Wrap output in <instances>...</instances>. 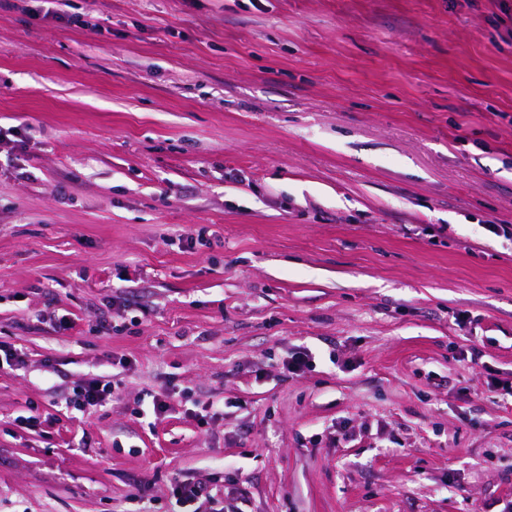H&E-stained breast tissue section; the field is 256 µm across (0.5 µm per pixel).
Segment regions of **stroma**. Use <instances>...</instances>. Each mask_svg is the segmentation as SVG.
<instances>
[{"label": "stroma", "mask_w": 512, "mask_h": 512, "mask_svg": "<svg viewBox=\"0 0 512 512\" xmlns=\"http://www.w3.org/2000/svg\"><path fill=\"white\" fill-rule=\"evenodd\" d=\"M500 3L0 0V512H512ZM118 388V383H113L112 386L110 382L104 383L91 377L72 388L69 401L79 408L94 407L104 402L107 397H112V393ZM208 485L186 482L175 493V504L171 512H198L204 503H216Z\"/></svg>", "instance_id": "35a3bbf8"}]
</instances>
